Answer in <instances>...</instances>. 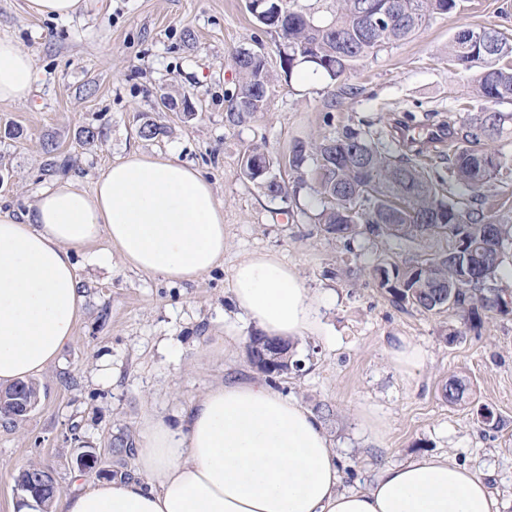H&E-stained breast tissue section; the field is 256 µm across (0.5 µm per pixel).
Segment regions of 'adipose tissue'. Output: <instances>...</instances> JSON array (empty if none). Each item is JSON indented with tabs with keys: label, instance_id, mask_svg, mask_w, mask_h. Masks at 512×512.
Listing matches in <instances>:
<instances>
[{
	"label": "adipose tissue",
	"instance_id": "adipose-tissue-1",
	"mask_svg": "<svg viewBox=\"0 0 512 512\" xmlns=\"http://www.w3.org/2000/svg\"><path fill=\"white\" fill-rule=\"evenodd\" d=\"M34 78L31 54L0 38V102L26 99ZM102 237L130 268L192 282L224 262V210L201 170L134 151L92 190L58 180L26 213L0 211V386L56 362L83 304L75 254ZM232 296L264 335L319 330L296 267L274 253L234 267ZM61 512H502V503L445 455L384 465L369 488L343 489L316 416L251 380L210 386L179 421L146 417L134 474L64 496Z\"/></svg>",
	"mask_w": 512,
	"mask_h": 512
}]
</instances>
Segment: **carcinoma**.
Wrapping results in <instances>:
<instances>
[{"label": "carcinoma", "instance_id": "carcinoma-1", "mask_svg": "<svg viewBox=\"0 0 512 512\" xmlns=\"http://www.w3.org/2000/svg\"><path fill=\"white\" fill-rule=\"evenodd\" d=\"M285 8L288 17L283 21L264 23L280 35L287 48L280 54L283 72L290 76L310 69L337 81L357 61L390 43L409 39L426 17L454 11L457 0H336V11L326 22L293 9L289 3ZM363 11L379 17L370 29L362 27ZM256 52L254 57L233 53L239 85L224 115L229 126H241L268 107L270 96L260 88L271 85L272 77L263 48ZM476 64L480 71L474 80L475 97L495 106L511 104L512 39L486 27L458 32L448 43V65L469 70ZM510 121L511 112L493 108L478 113L463 133L448 125V136L461 140L448 156V179L467 190L464 202L446 200L444 180L433 178L417 161L425 149L419 140H407L393 151L346 127L337 135L294 143L288 166L297 174L300 186L306 158L315 157L317 193L328 203L319 212L318 223L337 239H350L360 223L406 239L450 232L456 241L449 252L424 258L407 269L377 266L374 272L396 304H409L423 312L457 309L468 315L471 325L479 327L481 313L500 310L497 299L501 293L494 283L505 248L512 244V225L485 212V188L503 166V156L485 141ZM257 157L273 166V160L255 148L242 157L246 179L272 198L287 195L285 181L255 168ZM364 201L369 210L353 220L348 211ZM465 390L463 380L452 377L442 386V396L454 404L463 399Z\"/></svg>", "mask_w": 512, "mask_h": 512}]
</instances>
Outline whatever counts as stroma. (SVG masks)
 <instances>
[{
    "label": "stroma",
    "mask_w": 512,
    "mask_h": 512,
    "mask_svg": "<svg viewBox=\"0 0 512 512\" xmlns=\"http://www.w3.org/2000/svg\"><path fill=\"white\" fill-rule=\"evenodd\" d=\"M483 27L512 36V0H459L452 13L430 17L410 39L334 82L308 69L285 75L282 39L246 0H86L67 20L31 14L27 0H0V36L28 50L35 69L26 100L0 103V206L27 210L55 179L91 188L109 165L141 150L207 173L224 206L226 243L223 265L192 283L130 270L104 238L77 251L84 304L73 338L37 375L36 407L14 422L0 418V512H34L15 482L29 464L51 466L62 493L89 489L133 472L144 417L181 414L217 382L259 378L246 355L256 328L229 301L233 266L257 250L294 264L320 301L319 333L294 344L303 368L280 377L277 390L311 410L332 407L325 429L344 487H368L384 463L445 454L483 475L512 512V312L486 313L473 330L455 309L396 305L374 267L403 268L445 251L448 235L404 241L363 228L351 241L337 239L317 220L313 161L303 166L306 183L285 199L267 196L241 171L250 147H265L283 164L294 140L347 126L375 132L409 112L434 125H468L482 108L472 96L476 73L449 67L448 43L460 30ZM259 44L273 76L269 106L227 126L238 81L232 55ZM165 93L176 109L160 108ZM148 121L168 134L141 138ZM490 146L509 171L485 190L489 213L507 219L512 124ZM56 157L68 161L66 170L52 168ZM400 336L425 351L420 369L404 371L388 358ZM452 376L467 385L455 404L441 395ZM484 404L500 428L479 422ZM364 410L386 421L384 441L363 424ZM84 450L97 456L86 473L76 464Z\"/></svg>",
    "instance_id": "obj_1"
}]
</instances>
